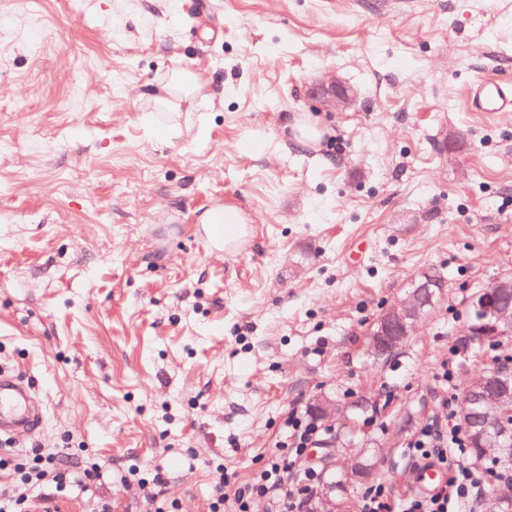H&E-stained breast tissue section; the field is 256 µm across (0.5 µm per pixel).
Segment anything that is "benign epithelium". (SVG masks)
<instances>
[{"instance_id":"1","label":"benign epithelium","mask_w":512,"mask_h":512,"mask_svg":"<svg viewBox=\"0 0 512 512\" xmlns=\"http://www.w3.org/2000/svg\"><path fill=\"white\" fill-rule=\"evenodd\" d=\"M307 95L317 106L326 109H334L348 100L347 91L334 80L310 86ZM443 288V282L426 277L414 285L405 299L391 304L380 316L373 333L374 351L383 355L403 345L425 307ZM469 304L481 321V336L494 340L507 335V327L512 326V275L500 277L489 287L479 289L471 296ZM475 388L479 400L494 399L512 404V384L496 368L479 375ZM461 419L478 438L488 442V447H494L490 416L464 409Z\"/></svg>"}]
</instances>
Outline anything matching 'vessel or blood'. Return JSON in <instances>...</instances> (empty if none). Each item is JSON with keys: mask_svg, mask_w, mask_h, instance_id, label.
Segmentation results:
<instances>
[{"mask_svg": "<svg viewBox=\"0 0 512 512\" xmlns=\"http://www.w3.org/2000/svg\"><path fill=\"white\" fill-rule=\"evenodd\" d=\"M468 103L475 112H511L512 81L491 76L476 77L470 86ZM43 405L25 378L0 371V437L22 444L40 427ZM449 469L441 464H420L412 478V485L423 493H431L446 485Z\"/></svg>", "mask_w": 512, "mask_h": 512, "instance_id": "vessel-or-blood-1", "label": "vessel or blood"}]
</instances>
